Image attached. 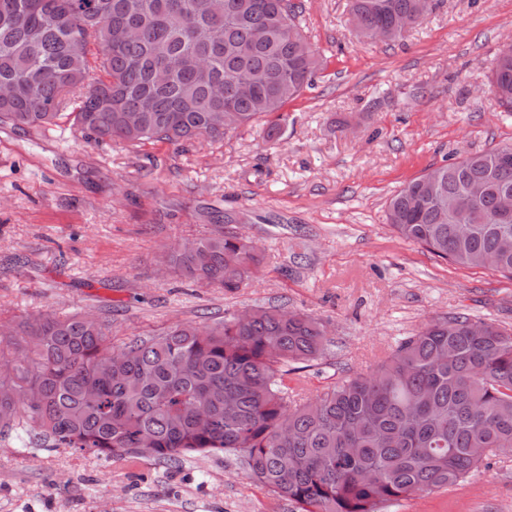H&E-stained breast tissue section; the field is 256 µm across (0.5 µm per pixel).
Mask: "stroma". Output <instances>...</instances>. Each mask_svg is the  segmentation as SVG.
Here are the masks:
<instances>
[{"instance_id":"obj_1","label":"stroma","mask_w":512,"mask_h":512,"mask_svg":"<svg viewBox=\"0 0 512 512\" xmlns=\"http://www.w3.org/2000/svg\"><path fill=\"white\" fill-rule=\"evenodd\" d=\"M328 59L281 111L279 139L244 130L181 153L86 144L80 134L0 125V320L87 312L122 343L179 322L281 306L329 324L325 356L298 382L311 398L373 368L428 320L455 313L512 329V279L464 268L398 237L391 195L444 161L512 142L492 64L512 36V0H435L397 42L360 41L349 0H295ZM262 249L235 291L162 269L169 246L224 231ZM249 482L242 461H113L0 435V512H294ZM382 512H512V453L459 486Z\"/></svg>"}]
</instances>
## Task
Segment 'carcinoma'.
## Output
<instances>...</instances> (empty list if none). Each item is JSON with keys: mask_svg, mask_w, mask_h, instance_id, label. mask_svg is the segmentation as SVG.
Wrapping results in <instances>:
<instances>
[{"mask_svg": "<svg viewBox=\"0 0 512 512\" xmlns=\"http://www.w3.org/2000/svg\"><path fill=\"white\" fill-rule=\"evenodd\" d=\"M433 5L350 0L351 24L362 41L379 30L395 41L401 19L417 25ZM299 14L292 0H0V86L11 90L0 123L45 133L67 121L96 145L222 142L280 112L326 69ZM172 57L192 65L157 82ZM491 86L512 112V48L497 55ZM434 172L431 196L418 192L419 177L392 194L387 223L437 257L512 276V218L490 221L512 194V144ZM262 261L230 231L170 249L180 276L226 291ZM328 342L321 319L275 306L118 346L102 322L38 311L9 332L10 355L0 352V380L15 386L0 395V434L24 427L114 460L241 456L250 482L302 512H381L453 488L512 449V330L466 313L438 317L374 370L299 397L290 375L323 358ZM28 389L33 404L20 397Z\"/></svg>", "mask_w": 512, "mask_h": 512, "instance_id": "carcinoma-1", "label": "carcinoma"}]
</instances>
